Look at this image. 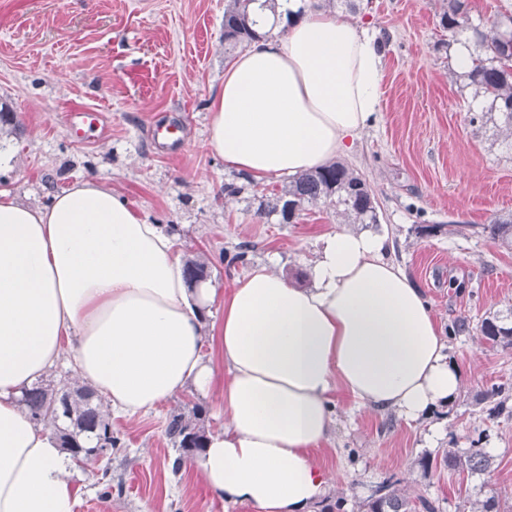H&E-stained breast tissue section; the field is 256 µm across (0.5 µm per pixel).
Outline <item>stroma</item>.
I'll return each mask as SVG.
<instances>
[{"label":"stroma","instance_id":"35a3bbf8","mask_svg":"<svg viewBox=\"0 0 512 512\" xmlns=\"http://www.w3.org/2000/svg\"><path fill=\"white\" fill-rule=\"evenodd\" d=\"M225 5L0 0V110L12 115L0 126V149L12 156L0 188L43 206L92 176L147 222L166 225L184 259L204 262L223 290L274 254L277 272L304 281L317 238L349 220L320 203L287 222L264 220L252 200L225 197V183L245 178L207 146L210 102L236 56L224 41ZM441 11L442 0H362L354 17L377 30L384 52L380 110L343 163L371 187L375 229L392 239L464 379L436 434L335 398L336 427L313 456L333 482L325 505L341 498L347 512L387 480L438 512H471L490 496L512 512V413L489 416L483 399L501 386L512 410V348L490 347L480 333L484 317L512 309V246L485 230L493 218H512V147L495 116L470 123L482 101L452 67L455 41L439 25ZM76 108L100 112L101 127L76 137L68 117ZM462 316L468 330L452 335ZM214 401L189 388L144 416H112L121 446L109 463L78 467L75 512H253L171 469L170 412H197L214 433L224 427ZM474 440L493 457L483 475L422 464Z\"/></svg>","mask_w":512,"mask_h":512}]
</instances>
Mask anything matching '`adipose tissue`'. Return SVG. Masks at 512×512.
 Returning <instances> with one entry per match:
<instances>
[{"mask_svg": "<svg viewBox=\"0 0 512 512\" xmlns=\"http://www.w3.org/2000/svg\"><path fill=\"white\" fill-rule=\"evenodd\" d=\"M263 38L224 73L208 144L257 178L346 156L379 110L377 32L278 0ZM369 230L324 233L307 281L262 264L224 301L222 431L182 457L224 503L314 512L332 481L312 457L333 395L408 423L455 403L462 373L420 288ZM217 298L188 285L174 236L85 178L45 207L0 189V512H75L74 463L21 395L73 358L106 408L132 418L186 388L209 393L204 355Z\"/></svg>", "mask_w": 512, "mask_h": 512, "instance_id": "ef3b65f1", "label": "adipose tissue"}]
</instances>
